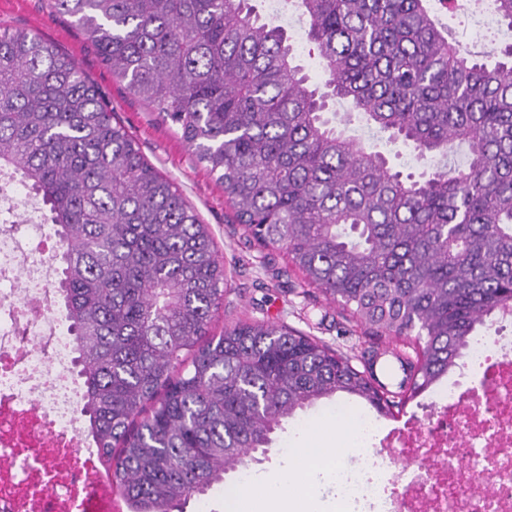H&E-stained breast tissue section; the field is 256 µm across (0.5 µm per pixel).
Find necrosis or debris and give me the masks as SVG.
Listing matches in <instances>:
<instances>
[{
	"label": "necrosis or debris",
	"instance_id": "necrosis-or-debris-1",
	"mask_svg": "<svg viewBox=\"0 0 512 512\" xmlns=\"http://www.w3.org/2000/svg\"><path fill=\"white\" fill-rule=\"evenodd\" d=\"M64 244L33 193L0 191V512H116L84 412L75 350L60 305ZM497 322L430 392L425 419L376 440L373 414L355 418L354 466L309 464L340 504L382 512H512V336ZM414 471L386 474L389 454ZM489 488H480L483 478Z\"/></svg>",
	"mask_w": 512,
	"mask_h": 512
}]
</instances>
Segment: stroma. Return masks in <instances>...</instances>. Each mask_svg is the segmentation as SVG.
Segmentation results:
<instances>
[{"label":"stroma","mask_w":512,"mask_h":512,"mask_svg":"<svg viewBox=\"0 0 512 512\" xmlns=\"http://www.w3.org/2000/svg\"><path fill=\"white\" fill-rule=\"evenodd\" d=\"M430 7L454 34L457 45L475 39L485 44L487 52L480 60L486 65H495L501 58V49L512 43V31L506 24L496 22L483 27L480 13L469 0L453 11L442 10L437 0H432ZM0 25L38 33L70 54L109 100L116 120L133 135L148 162L176 184L202 222L208 224L231 283L223 306L212 320L211 335L222 334L225 326L236 322L285 324L317 337L351 357L354 364H362L374 347L362 328L341 306L305 285L302 274L291 267L284 251L264 248L244 235L223 187L196 162L176 126L163 120L129 92L124 83L112 77L85 33L70 17L51 12L46 0H0ZM340 406L363 410L367 404L341 395L336 401L310 409L305 415L309 422L307 431H298L295 424H287L278 433L267 459L250 465L251 477L264 481L278 477L288 466L290 448L297 446L302 435L321 440L327 448L339 447L336 409Z\"/></svg>","instance_id":"stroma-1"}]
</instances>
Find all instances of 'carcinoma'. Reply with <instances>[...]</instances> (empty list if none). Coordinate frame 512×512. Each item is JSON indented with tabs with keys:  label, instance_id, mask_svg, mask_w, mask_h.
<instances>
[{
	"label": "carcinoma",
	"instance_id": "1",
	"mask_svg": "<svg viewBox=\"0 0 512 512\" xmlns=\"http://www.w3.org/2000/svg\"><path fill=\"white\" fill-rule=\"evenodd\" d=\"M512 29V0H491ZM328 75L310 88L287 31L249 0H49L224 185L237 223L394 348L399 401L364 361L285 326L209 325L227 275L208 225L141 153L75 60L0 28V168L64 240L59 288L88 429L128 512L181 502L346 393L388 413L512 315V45L492 68L427 0H291ZM351 102L393 143L437 160L419 179L336 130ZM466 146L464 163L448 156Z\"/></svg>",
	"mask_w": 512,
	"mask_h": 512
}]
</instances>
